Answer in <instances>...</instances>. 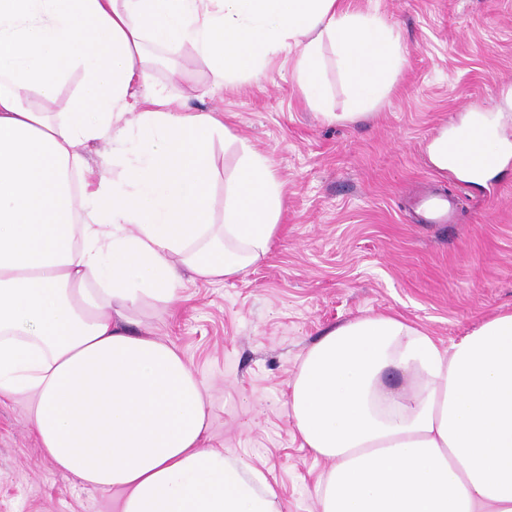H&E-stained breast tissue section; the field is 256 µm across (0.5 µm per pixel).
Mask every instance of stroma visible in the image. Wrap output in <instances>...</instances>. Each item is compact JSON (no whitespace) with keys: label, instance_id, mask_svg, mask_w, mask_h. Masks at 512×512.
<instances>
[{"label":"stroma","instance_id":"35a3bbf8","mask_svg":"<svg viewBox=\"0 0 512 512\" xmlns=\"http://www.w3.org/2000/svg\"><path fill=\"white\" fill-rule=\"evenodd\" d=\"M380 18L405 49L390 93L365 117L350 109L336 47L322 49L325 98L297 87V48L262 73L216 84L191 47L156 53L149 90L193 112H219L214 220L241 144L266 155L282 184L270 252L238 277L187 282L169 303L132 309L177 348L207 388L206 444L260 468L281 512H318L325 460L303 448L286 405L300 361L328 329L396 313L441 344L512 312V0H344ZM500 115L503 168L475 185L433 166L427 146L469 113ZM453 199L428 224L418 199ZM29 398L0 401V512H119L120 495L63 476L31 429Z\"/></svg>","mask_w":512,"mask_h":512}]
</instances>
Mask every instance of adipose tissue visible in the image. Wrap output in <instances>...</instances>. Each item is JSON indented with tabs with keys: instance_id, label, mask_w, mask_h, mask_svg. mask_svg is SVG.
<instances>
[{
	"instance_id": "adipose-tissue-1",
	"label": "adipose tissue",
	"mask_w": 512,
	"mask_h": 512,
	"mask_svg": "<svg viewBox=\"0 0 512 512\" xmlns=\"http://www.w3.org/2000/svg\"><path fill=\"white\" fill-rule=\"evenodd\" d=\"M189 46L216 80L254 75L288 46L319 106L321 50L336 45L354 104L382 98L405 51L379 18L339 0H0V396L25 394L59 472L122 494L121 512H281L265 474L203 445L204 386L174 347L127 327L186 276L224 281L263 259L283 191L243 146L211 210L221 114L136 98L145 42ZM80 86L64 117L33 110ZM494 116L429 146L437 168L479 184L501 157ZM112 154L92 168L86 148ZM288 414L329 460L320 512H512V313L448 346L388 314L327 330L304 356ZM80 82V77L78 75H73L61 88L59 96L57 97L56 101L53 104H50L48 106H45L42 101L40 102H33V97L35 95L28 94L27 95V102L29 105L35 109L44 110L46 109L47 112H65L67 102L69 99V96L71 93L75 90L77 85ZM37 99V98H36Z\"/></svg>"
}]
</instances>
